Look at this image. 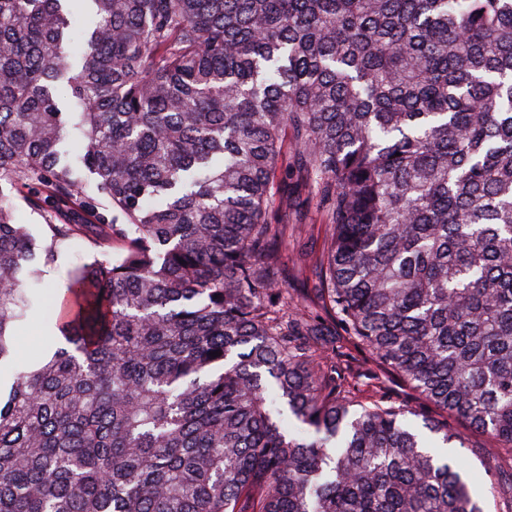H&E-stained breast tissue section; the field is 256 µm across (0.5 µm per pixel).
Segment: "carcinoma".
<instances>
[{
  "mask_svg": "<svg viewBox=\"0 0 512 512\" xmlns=\"http://www.w3.org/2000/svg\"><path fill=\"white\" fill-rule=\"evenodd\" d=\"M338 336L442 419L355 405ZM6 364L0 512H483L432 449L512 455V0H0ZM288 195V211L273 220L274 224H288V246L282 252V261L291 275L304 280L311 288L315 280L312 260L322 249L325 227L320 224L316 208L303 188L289 184ZM92 261L90 254L86 253L81 245L75 244L69 250L60 254V258L54 269L47 276H44L39 283L32 284L29 288H45L47 296L51 288H65L70 273L78 266ZM50 288H46V282Z\"/></svg>",
  "mask_w": 512,
  "mask_h": 512,
  "instance_id": "cac0c4a2",
  "label": "carcinoma"
}]
</instances>
